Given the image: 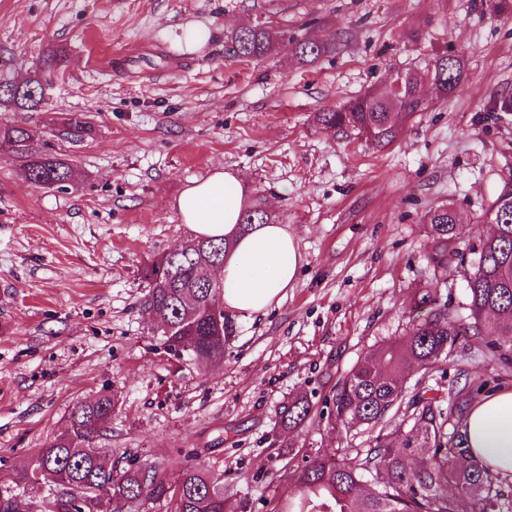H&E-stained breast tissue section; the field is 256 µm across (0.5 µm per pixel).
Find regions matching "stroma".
Listing matches in <instances>:
<instances>
[{"label": "stroma", "instance_id": "obj_1", "mask_svg": "<svg viewBox=\"0 0 512 512\" xmlns=\"http://www.w3.org/2000/svg\"><path fill=\"white\" fill-rule=\"evenodd\" d=\"M260 18L296 38L335 34L336 50L309 66L284 50L237 57L230 33ZM56 53L42 109L0 104V125L35 132L37 150L74 169L68 190L36 188L24 159L0 151V489L39 512L45 488H16L18 474L76 404L109 393L97 447L170 479L201 464L223 477L225 512H279L306 458L385 434L332 430V396L366 352L411 332L418 292L466 304L461 269L512 178V112L494 109L512 97V12L487 0H0V82ZM445 53L464 58V80L429 92L391 146L314 122ZM74 113L91 126L78 139L63 133ZM216 167L287 225L302 266L266 313L225 312L224 359L204 369L165 345L140 269L191 239L169 203ZM439 204L465 230L440 283L425 221ZM430 381L508 388L512 361L463 339ZM300 396L308 420L281 428Z\"/></svg>", "mask_w": 512, "mask_h": 512}]
</instances>
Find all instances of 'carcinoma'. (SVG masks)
<instances>
[{"instance_id":"cac0c4a2","label":"carcinoma","mask_w":512,"mask_h":512,"mask_svg":"<svg viewBox=\"0 0 512 512\" xmlns=\"http://www.w3.org/2000/svg\"><path fill=\"white\" fill-rule=\"evenodd\" d=\"M233 52L245 59H259L288 47L300 64L311 65L336 51V39L310 36L286 39L272 26L262 24L237 30L230 36ZM463 60L456 55L436 56L422 68L397 71L402 84L398 94L367 92L339 107L315 114L324 129H352L374 147L383 149L396 140L402 125L423 110L420 93L430 84L446 95L459 84ZM0 86V104L36 110L42 95L10 92ZM35 135L23 129L0 126V149L25 159L26 179L40 188L61 189L72 184V168L60 158L37 151ZM494 231L480 240L478 258L464 272L468 287V320L461 319L448 301L429 290L418 293L414 308L427 310L412 332L367 352L340 381L333 396L332 427L350 430L374 427L399 416L400 423L366 453L344 449L340 460L317 454L294 470L299 494L280 512H463L469 502L478 512H501L507 498L509 471L483 465L474 459L463 422L471 404L485 395L458 390L453 394L455 425L448 431V410L443 397L428 383L436 365L462 336L485 342L494 358L512 359V180L504 183L485 213ZM434 270L448 274L451 244L462 237L463 227L445 204L426 214ZM257 207L244 211L243 230L266 224ZM229 241L195 237L177 253L161 254L146 263L140 275L147 283L145 304L158 322L164 343L175 352L187 351L202 366L224 358L225 330L217 326L211 307L221 303L223 284L205 279L208 266L224 259ZM418 376L417 390L408 395L405 383ZM306 397L288 401L280 412V425L300 427L307 419ZM112 420V395L103 394L78 404L69 426L33 457L20 483L51 488L41 512H70L74 493L83 500V512H137L147 502L173 505V512H224V479L201 465L183 467L174 480L153 463L123 457V463L105 464L94 455L95 440ZM401 447H393L394 438ZM419 456L424 465L413 470L407 459ZM370 477L372 491L362 493L359 483Z\"/></svg>"}]
</instances>
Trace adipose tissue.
I'll return each mask as SVG.
<instances>
[{
    "instance_id": "1",
    "label": "adipose tissue",
    "mask_w": 512,
    "mask_h": 512,
    "mask_svg": "<svg viewBox=\"0 0 512 512\" xmlns=\"http://www.w3.org/2000/svg\"><path fill=\"white\" fill-rule=\"evenodd\" d=\"M244 205L240 179L221 168L192 181L170 203L196 236L233 241L218 273L224 283L222 302L226 310L249 317L280 304L302 256L286 225L257 224L241 231L238 221ZM467 437L476 458L512 465V389L495 393L473 409Z\"/></svg>"
}]
</instances>
